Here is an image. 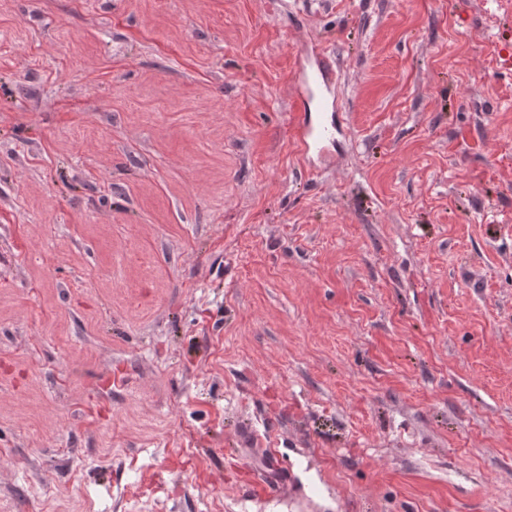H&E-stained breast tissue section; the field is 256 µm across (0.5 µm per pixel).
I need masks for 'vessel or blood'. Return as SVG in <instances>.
I'll list each match as a JSON object with an SVG mask.
<instances>
[{
	"instance_id": "b4317fda",
	"label": "vessel or blood",
	"mask_w": 512,
	"mask_h": 512,
	"mask_svg": "<svg viewBox=\"0 0 512 512\" xmlns=\"http://www.w3.org/2000/svg\"><path fill=\"white\" fill-rule=\"evenodd\" d=\"M338 81L335 60L330 54H321L314 63L300 73V100L313 101L316 116H300L297 147L302 156L309 157L325 152L334 143L338 128L334 112L336 103L329 95Z\"/></svg>"
}]
</instances>
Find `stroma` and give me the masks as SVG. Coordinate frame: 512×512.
<instances>
[{"label":"stroma","instance_id":"obj_1","mask_svg":"<svg viewBox=\"0 0 512 512\" xmlns=\"http://www.w3.org/2000/svg\"><path fill=\"white\" fill-rule=\"evenodd\" d=\"M508 39L496 0H0V512H512ZM338 81L334 57L322 53L318 60L305 66L300 73L299 99L302 103L310 99L322 113L308 117L300 116L297 131V147L304 157L320 155L334 143L338 128L335 113L338 106L328 96ZM331 110L332 112H325Z\"/></svg>","mask_w":512,"mask_h":512}]
</instances>
